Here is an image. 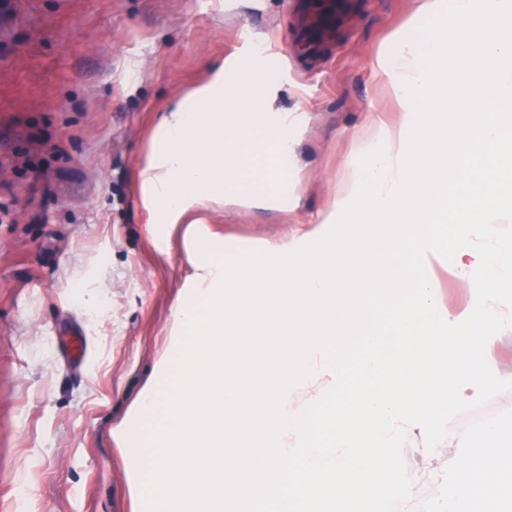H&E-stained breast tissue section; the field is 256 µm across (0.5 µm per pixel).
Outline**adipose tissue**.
<instances>
[{"mask_svg":"<svg viewBox=\"0 0 512 512\" xmlns=\"http://www.w3.org/2000/svg\"><path fill=\"white\" fill-rule=\"evenodd\" d=\"M483 451L461 459L457 467L467 474L465 481H452L438 499L434 512H468L470 505H480L482 512H505L512 505V457L499 449L501 429L484 428Z\"/></svg>","mask_w":512,"mask_h":512,"instance_id":"1","label":"adipose tissue"}]
</instances>
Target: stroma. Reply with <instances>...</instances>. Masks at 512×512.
I'll return each instance as SVG.
<instances>
[{
  "instance_id": "obj_1",
  "label": "stroma",
  "mask_w": 512,
  "mask_h": 512,
  "mask_svg": "<svg viewBox=\"0 0 512 512\" xmlns=\"http://www.w3.org/2000/svg\"><path fill=\"white\" fill-rule=\"evenodd\" d=\"M420 0H6L0 8V512H145L112 438L159 361L191 268L150 236L136 170L161 112L255 48L262 107L296 142L291 205L205 211L235 242H287L322 223L369 119L400 114L387 73L419 37ZM457 313L477 293L429 270ZM402 450L405 512L482 447L454 416Z\"/></svg>"
}]
</instances>
